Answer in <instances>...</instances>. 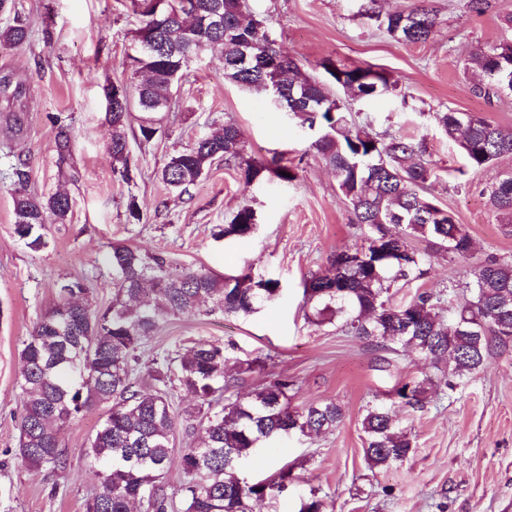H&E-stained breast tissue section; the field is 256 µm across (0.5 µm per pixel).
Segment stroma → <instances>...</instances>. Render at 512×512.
Wrapping results in <instances>:
<instances>
[{"mask_svg": "<svg viewBox=\"0 0 512 512\" xmlns=\"http://www.w3.org/2000/svg\"><path fill=\"white\" fill-rule=\"evenodd\" d=\"M247 15L266 23L281 49L306 71L321 75L330 57L351 66L390 73L400 92L369 103L351 102L357 125L383 136L424 138L426 158L439 175L431 187L435 202L451 212L473 240L477 257L512 255V229L499 224L480 190L490 172L456 185L448 172L464 165L456 143L432 120L447 109L474 111L512 130V95L477 96V72L458 62L473 48L512 41L503 19L512 0H489L483 14L465 0H433L439 24L423 44L391 38L361 15L362 0H247ZM15 13H0V26L21 16L30 38L0 47V77L22 85L20 100L0 95V512H86L98 476L82 454L107 411L91 408L62 432L67 468H32L16 457L22 412L20 350L56 288L68 279L83 281L92 306L112 299L114 277L108 255L121 243L159 255L177 270L206 268L219 276L242 272L279 280L282 292L248 317L198 312L172 316L142 353L139 372L153 355L182 351L195 343L235 346L239 359L263 358L261 367L237 374L244 395L274 378L293 380L291 405L333 401L346 417L333 432L293 434L258 448L240 473L250 482L291 465L295 480L273 499L255 502L254 512H298L311 489L326 494V512H512V353L491 358L453 396L432 390L424 409H397L416 448L406 462L370 471L364 461L361 420L373 396H386L398 382L421 376L427 365L411 350L392 362L380 351L336 324L307 318L304 282L328 267L336 249L363 244L371 227L355 223L337 187L334 172L309 149V131L282 112L273 96L257 98L224 78L219 56L205 52L186 71L174 112L149 142L129 133L133 183L112 173L107 144L103 87L127 83L126 59L134 46L137 21L126 0H15ZM235 123L248 153L278 158L296 167L287 183L262 174L244 184L237 164L217 162L190 195L169 191L157 178L168 155L191 145L214 125ZM69 126L74 147L59 164V125ZM25 162L31 187L40 194L67 192L71 220L45 227L48 245L34 251L13 226L11 173ZM137 202L141 218L129 216ZM257 213L253 232L221 238L217 232L242 204ZM429 250L426 274L392 289L393 302L423 291L444 292L456 305L473 280L472 263Z\"/></svg>", "mask_w": 512, "mask_h": 512, "instance_id": "1", "label": "stroma"}]
</instances>
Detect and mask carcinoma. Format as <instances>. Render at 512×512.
<instances>
[{"label":"carcinoma","instance_id":"carcinoma-1","mask_svg":"<svg viewBox=\"0 0 512 512\" xmlns=\"http://www.w3.org/2000/svg\"><path fill=\"white\" fill-rule=\"evenodd\" d=\"M138 21L136 44L153 42L149 56L127 57L126 64L142 79L133 84L104 86L106 114L112 126L108 153L112 173L133 180L128 144L131 110L140 113L139 133L149 142L160 130L158 115L166 113L172 90L198 52L210 51L224 60L225 80L257 95L278 93L286 111L302 118L317 133L310 147L336 173L338 190L356 222L371 226L383 240L345 247L330 259V268L305 282L304 295L312 308L311 322L341 319L351 335L384 351H417L433 366L441 359L448 366L439 382L453 394L464 380L477 373L494 355L512 353V256H488L473 270L470 297L444 316L442 293L422 292L403 304L391 301L390 289L399 281L420 278L429 254L410 245L424 239L453 257H474L473 241L452 214L432 206L430 186L438 174L424 160V140L391 137L387 140L363 127L348 124L346 106L335 89L355 86L360 101H372L398 88V81L372 67L347 66L325 58L320 80L304 71L267 39L266 25L244 14V0H168L156 8L152 0H130ZM218 16L222 25L212 27ZM379 27L406 44L426 42L438 24L431 0H417L409 8L375 14ZM29 30L17 21L0 27V45L19 46ZM464 69L480 71L482 84L475 93L490 97L501 88L512 90V42L483 44L461 60ZM122 90L124 105L110 101L112 90ZM433 119L460 148L464 176L495 168L512 158V131L478 112L449 109ZM59 161L71 156L68 126L56 135ZM234 161L250 184L269 166L248 156L239 129L226 122L183 151L170 155L158 173L166 188L189 193L217 161ZM31 176L20 163L13 171L11 198L14 227L26 245L39 251L47 246L44 225L66 224L72 199L64 192L39 195L30 188ZM488 196L496 220L512 224V169L498 170L481 190ZM256 224V212L242 205L221 237L245 236ZM116 277L112 301L101 308L78 304L70 298L87 293L78 280L60 286L61 300L36 324L20 351L23 364V411L19 421L17 455L32 466L65 469L61 431L79 414L99 404L110 409L82 454L97 467L99 484L86 512H169L171 497L164 477L175 452L177 419L169 402L174 383L190 392L197 407L186 419L200 418L203 436L195 448L181 451L187 477L181 486L182 512H253L252 502L283 492L291 471L280 469L267 480L247 484L240 462L254 456L262 443L293 432L333 431L345 418L336 403H312L300 410L288 405L294 382H270L247 400L216 394L234 384L228 364L230 345L196 344L174 355L152 359L148 377L151 390L132 380L139 362L137 352L156 335L171 316L197 310L209 301L211 310L251 315L279 295L275 279L250 274L219 277L205 269L173 271L161 256L115 244L110 253ZM431 377H413L393 390L398 403L413 410L424 407L426 383ZM362 430L364 458L372 469H387L414 453L410 434L399 428L381 401L365 406ZM324 497L313 489L299 512H325Z\"/></svg>","mask_w":512,"mask_h":512}]
</instances>
